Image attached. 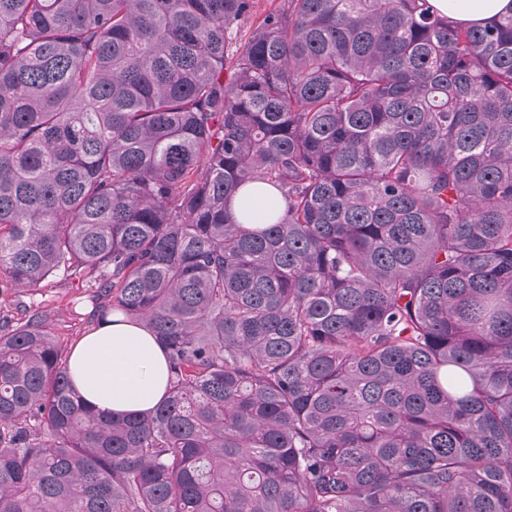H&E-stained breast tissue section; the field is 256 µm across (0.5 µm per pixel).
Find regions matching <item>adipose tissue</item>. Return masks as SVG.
I'll return each instance as SVG.
<instances>
[{
    "instance_id": "adipose-tissue-1",
    "label": "adipose tissue",
    "mask_w": 512,
    "mask_h": 512,
    "mask_svg": "<svg viewBox=\"0 0 512 512\" xmlns=\"http://www.w3.org/2000/svg\"><path fill=\"white\" fill-rule=\"evenodd\" d=\"M457 22L482 24L512 10V0H432ZM69 372L83 400L114 414L146 413L166 396L165 353L154 336L120 316L101 322L73 347Z\"/></svg>"
}]
</instances>
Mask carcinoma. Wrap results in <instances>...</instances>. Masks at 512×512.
Wrapping results in <instances>:
<instances>
[{
	"mask_svg": "<svg viewBox=\"0 0 512 512\" xmlns=\"http://www.w3.org/2000/svg\"><path fill=\"white\" fill-rule=\"evenodd\" d=\"M250 7L0 0V277L170 372L100 412L1 319L0 512H512V12ZM283 3V0H251V12L247 20L241 24V34L249 36L267 13L280 9Z\"/></svg>",
	"mask_w": 512,
	"mask_h": 512,
	"instance_id": "obj_1",
	"label": "carcinoma"
}]
</instances>
